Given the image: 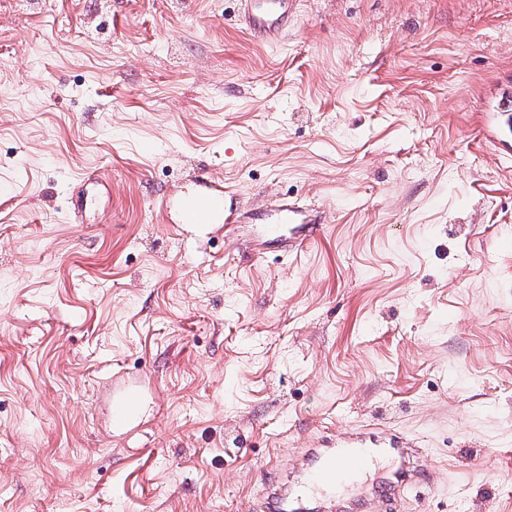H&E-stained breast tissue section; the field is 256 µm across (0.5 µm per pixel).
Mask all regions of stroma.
Wrapping results in <instances>:
<instances>
[{
	"label": "stroma",
	"mask_w": 512,
	"mask_h": 512,
	"mask_svg": "<svg viewBox=\"0 0 512 512\" xmlns=\"http://www.w3.org/2000/svg\"><path fill=\"white\" fill-rule=\"evenodd\" d=\"M238 14L0 0V512H253L373 423L424 450L402 512H512V0H297L277 43ZM202 173L323 235L161 211ZM498 124L495 130L489 131V136L501 143L507 139L512 129V92L510 86L501 89L496 106ZM506 134V135H505Z\"/></svg>",
	"instance_id": "1"
}]
</instances>
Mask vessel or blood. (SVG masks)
<instances>
[{"label": "vessel or blood", "instance_id": "b4317fda", "mask_svg": "<svg viewBox=\"0 0 512 512\" xmlns=\"http://www.w3.org/2000/svg\"><path fill=\"white\" fill-rule=\"evenodd\" d=\"M294 0H242L244 27L253 35L276 39L288 29ZM498 124L490 136L505 141L512 132V89L502 88L496 106ZM229 188L206 183L185 206L182 220L187 224L209 223L215 226L237 223L243 208L228 206ZM254 213L264 215L265 239L254 242L263 251L270 242L287 243L296 252L323 232V213L319 206L290 199L254 206ZM396 455L407 459V466L387 479L384 493L357 500H339L334 493L372 470L379 456ZM419 451L412 439L393 437L377 441L362 434L344 433L334 446L310 448L304 455L305 478L295 496H287L281 487L270 486L259 512H397L405 492L419 484Z\"/></svg>", "mask_w": 512, "mask_h": 512}]
</instances>
